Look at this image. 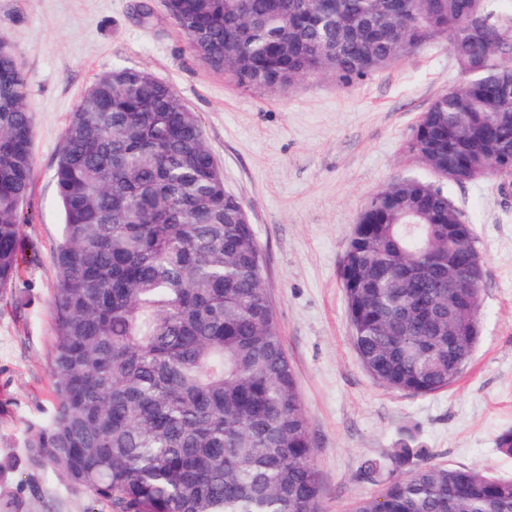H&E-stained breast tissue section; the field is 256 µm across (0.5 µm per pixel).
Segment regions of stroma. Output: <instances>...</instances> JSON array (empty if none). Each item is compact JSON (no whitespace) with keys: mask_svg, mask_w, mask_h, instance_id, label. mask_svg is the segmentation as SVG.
Here are the masks:
<instances>
[{"mask_svg":"<svg viewBox=\"0 0 512 512\" xmlns=\"http://www.w3.org/2000/svg\"><path fill=\"white\" fill-rule=\"evenodd\" d=\"M0 35L30 76L35 117L23 264L0 297V490L24 498L27 512L91 507L51 472L41 477L45 498H28L22 458L28 425L53 401L58 149L84 93L118 65L151 72L198 114L225 189L248 212L315 448L320 512H350L382 492L400 448L512 476V456L496 448L512 428V196L498 179L444 185L473 228L484 270L481 337L448 388L422 396L377 383L353 347L340 281L366 200L401 176L434 179L406 142L431 100L461 81L447 39L350 89L312 77L279 92L245 90L210 70L161 0H0ZM366 459L382 464L369 479L360 474Z\"/></svg>","mask_w":512,"mask_h":512,"instance_id":"stroma-1","label":"stroma"}]
</instances>
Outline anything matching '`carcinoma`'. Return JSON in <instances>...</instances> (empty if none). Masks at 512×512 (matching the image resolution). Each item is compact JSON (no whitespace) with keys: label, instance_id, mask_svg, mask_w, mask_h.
<instances>
[{"label":"carcinoma","instance_id":"carcinoma-1","mask_svg":"<svg viewBox=\"0 0 512 512\" xmlns=\"http://www.w3.org/2000/svg\"><path fill=\"white\" fill-rule=\"evenodd\" d=\"M189 46L247 90L329 76L353 87L441 36L464 83L421 113L408 150L437 177L512 165V0H171ZM30 76L0 39V292L20 270L32 174ZM63 213L55 405L27 429L28 490L50 470L107 512H319L322 486L297 380L265 296L260 244L201 136L151 73L117 66L85 92L53 174ZM477 251L439 185L372 195L341 269L357 354L416 395L460 375L448 250ZM419 462L352 512H512V478Z\"/></svg>","mask_w":512,"mask_h":512}]
</instances>
